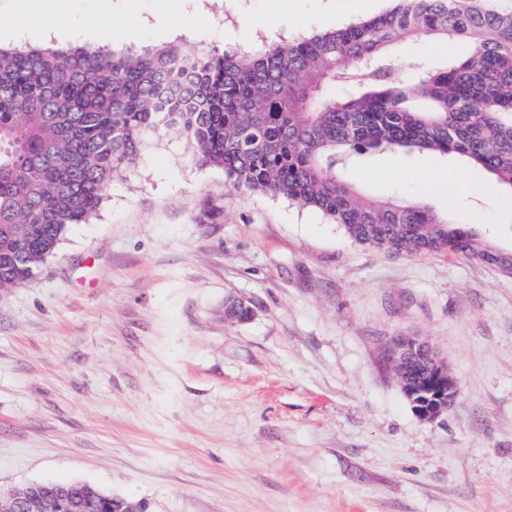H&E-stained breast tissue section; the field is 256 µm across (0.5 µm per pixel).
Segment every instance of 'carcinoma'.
<instances>
[{"instance_id":"1","label":"carcinoma","mask_w":512,"mask_h":512,"mask_svg":"<svg viewBox=\"0 0 512 512\" xmlns=\"http://www.w3.org/2000/svg\"><path fill=\"white\" fill-rule=\"evenodd\" d=\"M465 45L418 66L394 47ZM178 128L196 161L235 188L321 212L356 243L422 255L448 250L507 267L506 253L421 202L381 206L338 169L354 155L437 153L512 191V13L454 0H399L384 15L257 55H130L86 47H0V288L29 279L71 224L95 214L148 130ZM88 512H126L94 485L47 482Z\"/></svg>"}]
</instances>
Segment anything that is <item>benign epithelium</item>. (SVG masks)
Here are the masks:
<instances>
[{"label":"benign epithelium","instance_id":"benign-epithelium-1","mask_svg":"<svg viewBox=\"0 0 512 512\" xmlns=\"http://www.w3.org/2000/svg\"><path fill=\"white\" fill-rule=\"evenodd\" d=\"M417 353L428 365L426 388L432 403L425 409L414 408L416 415L433 420L448 411L458 394V385L448 370V363L441 353L427 340L417 336H394L383 344L385 367L401 388H406L411 377ZM45 496L42 488L28 484L7 494H0V512H44Z\"/></svg>","mask_w":512,"mask_h":512}]
</instances>
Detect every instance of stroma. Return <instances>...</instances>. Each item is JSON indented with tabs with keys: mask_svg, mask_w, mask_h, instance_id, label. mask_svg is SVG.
<instances>
[{
	"mask_svg": "<svg viewBox=\"0 0 512 512\" xmlns=\"http://www.w3.org/2000/svg\"><path fill=\"white\" fill-rule=\"evenodd\" d=\"M133 0L116 51L254 54L391 10L366 0ZM459 43L399 44L407 70ZM427 167L424 179L413 171ZM377 204L420 201L512 249V196L436 154L358 157ZM221 223L200 219L205 199ZM236 299L253 315L224 317ZM428 338L459 383L420 420L380 363ZM83 481L149 512H512V276L352 242L318 211L226 183L178 129L147 135L99 211L0 288V493Z\"/></svg>",
	"mask_w": 512,
	"mask_h": 512,
	"instance_id": "obj_1",
	"label": "stroma"
}]
</instances>
